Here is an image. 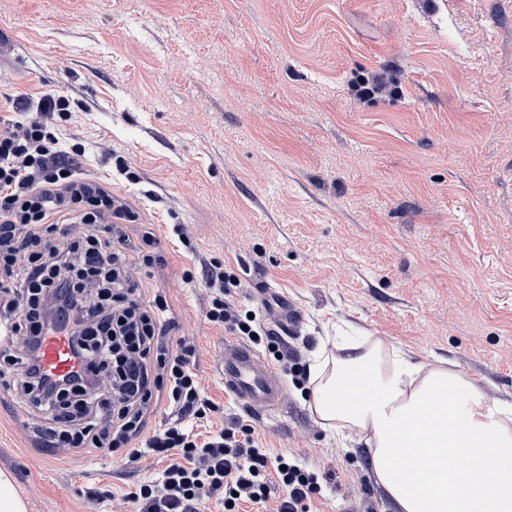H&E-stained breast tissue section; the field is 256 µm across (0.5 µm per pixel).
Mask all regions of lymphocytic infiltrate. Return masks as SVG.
Listing matches in <instances>:
<instances>
[{"label":"lymphocytic infiltrate","mask_w":512,"mask_h":512,"mask_svg":"<svg viewBox=\"0 0 512 512\" xmlns=\"http://www.w3.org/2000/svg\"><path fill=\"white\" fill-rule=\"evenodd\" d=\"M69 106L66 96L43 91L37 119L0 124V377L18 376L32 406L47 415L51 446L105 455L130 447L163 461L161 475L131 495L138 512H201L217 495L237 512L266 502L276 488L279 512H309L321 489L316 471L292 455H271L243 426L204 438L189 429L219 407L193 371L194 346L165 334V295L142 301L128 269V252L153 246V232L131 242L127 204L68 161L56 125ZM62 232L70 236L64 250L54 242ZM226 280L215 267L207 320L262 343L225 293ZM60 327L81 368L53 377L41 369L39 347ZM160 394L170 418L148 436L145 417Z\"/></svg>","instance_id":"lymphocytic-infiltrate-1"}]
</instances>
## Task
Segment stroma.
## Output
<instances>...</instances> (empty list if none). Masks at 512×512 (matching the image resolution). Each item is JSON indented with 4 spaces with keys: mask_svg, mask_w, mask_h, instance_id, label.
<instances>
[{
    "mask_svg": "<svg viewBox=\"0 0 512 512\" xmlns=\"http://www.w3.org/2000/svg\"><path fill=\"white\" fill-rule=\"evenodd\" d=\"M63 92L59 136L152 225L141 298L163 292L172 339L218 413L322 474L310 512H397L362 441L340 447L285 376L272 412L224 390L208 322L213 263L230 298L311 354L337 329L444 359L512 395V25L479 0H0V97ZM180 225L181 237L170 225ZM278 309H293L282 325ZM0 384V470L28 512H136L163 465L120 449L24 440L47 427Z\"/></svg>",
    "mask_w": 512,
    "mask_h": 512,
    "instance_id": "obj_1",
    "label": "stroma"
}]
</instances>
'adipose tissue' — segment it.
I'll use <instances>...</instances> for the list:
<instances>
[{"instance_id": "obj_1", "label": "adipose tissue", "mask_w": 512, "mask_h": 512, "mask_svg": "<svg viewBox=\"0 0 512 512\" xmlns=\"http://www.w3.org/2000/svg\"><path fill=\"white\" fill-rule=\"evenodd\" d=\"M310 376L313 413L365 438L399 512H512V400L378 340L319 352Z\"/></svg>"}]
</instances>
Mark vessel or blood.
Segmentation results:
<instances>
[{"instance_id": "vessel-or-blood-1", "label": "vessel or blood", "mask_w": 512, "mask_h": 512, "mask_svg": "<svg viewBox=\"0 0 512 512\" xmlns=\"http://www.w3.org/2000/svg\"><path fill=\"white\" fill-rule=\"evenodd\" d=\"M40 363L49 374L66 375L80 368L65 333L46 337L41 344ZM224 388L243 405L267 411L284 399L285 387L269 361L254 348L235 340L224 343Z\"/></svg>"}]
</instances>
